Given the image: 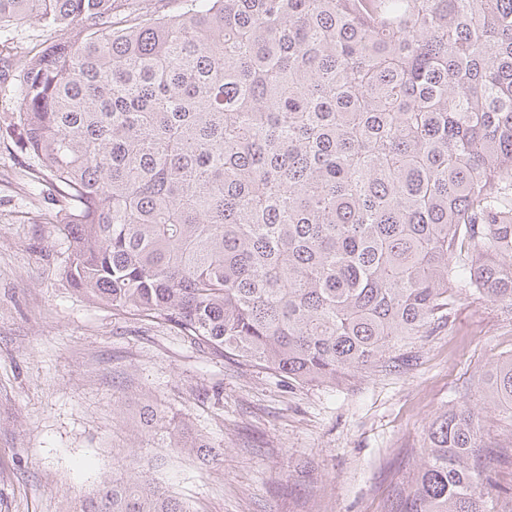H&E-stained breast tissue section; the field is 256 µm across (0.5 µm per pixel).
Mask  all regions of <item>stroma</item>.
Masks as SVG:
<instances>
[{"label": "stroma", "mask_w": 512, "mask_h": 512, "mask_svg": "<svg viewBox=\"0 0 512 512\" xmlns=\"http://www.w3.org/2000/svg\"><path fill=\"white\" fill-rule=\"evenodd\" d=\"M17 58L0 49V512H75L123 465L191 512H386L419 466L429 424L512 354V313L461 289L447 322L412 344L409 368L336 386L298 384L195 347L173 328L75 291L69 243L41 217L32 157L13 122ZM161 403L223 449L212 468L167 457L158 437L129 447L121 420ZM490 491L512 512V422L483 409Z\"/></svg>", "instance_id": "obj_1"}]
</instances>
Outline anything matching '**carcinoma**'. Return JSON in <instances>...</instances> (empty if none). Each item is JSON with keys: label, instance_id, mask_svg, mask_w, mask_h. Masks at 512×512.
I'll return each mask as SVG.
<instances>
[{"label": "carcinoma", "instance_id": "1", "mask_svg": "<svg viewBox=\"0 0 512 512\" xmlns=\"http://www.w3.org/2000/svg\"><path fill=\"white\" fill-rule=\"evenodd\" d=\"M0 0L29 183L70 287L295 382L388 372L460 288L512 311V0ZM512 420V354L483 377ZM224 454L144 400L131 432ZM389 512H501L479 410H443ZM76 512H189L144 470ZM78 29H65L63 31H44L39 27H29L28 25L17 29L14 32L16 36L15 41L23 44L24 47L33 48L40 44L49 45L52 42H58L61 40L73 41L77 38Z\"/></svg>", "mask_w": 512, "mask_h": 512}]
</instances>
